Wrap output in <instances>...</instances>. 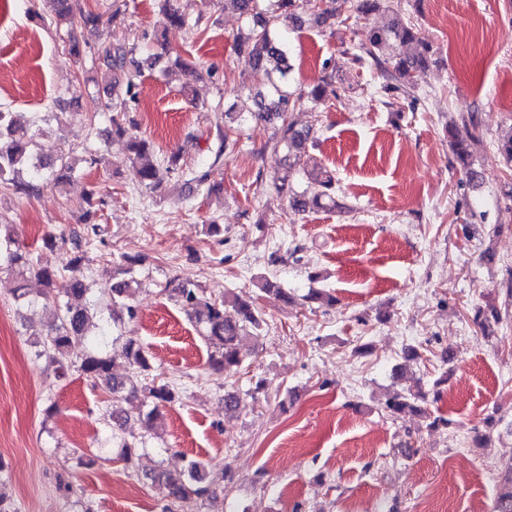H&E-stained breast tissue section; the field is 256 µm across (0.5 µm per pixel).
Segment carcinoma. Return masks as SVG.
Masks as SVG:
<instances>
[{
	"mask_svg": "<svg viewBox=\"0 0 512 512\" xmlns=\"http://www.w3.org/2000/svg\"><path fill=\"white\" fill-rule=\"evenodd\" d=\"M53 14L57 27L71 31L66 43V51L75 63H81L88 42L72 34L79 28H95L103 15L82 5L80 0H43ZM224 8L232 9L244 21L248 33L244 38L236 37V46L246 48L252 64L253 78L258 82L254 95L256 117L273 126L274 136L268 146L272 150L286 152L288 169L303 165L302 156L309 143L313 142L310 128H299L291 119V113L302 95L291 91L287 39L281 34L283 19L292 20L300 28L308 22L300 9L301 0H270L266 8H261L259 0H224ZM163 27H185L191 22L181 13L175 0H163L161 5ZM380 10L394 11L391 0H358L356 12L362 17ZM416 45L413 54L406 47ZM386 48L393 54L384 57ZM361 55L370 58L380 71L383 89L397 91L408 98L414 97L416 73L426 69L432 62V45L419 36L417 27L399 18L365 32V41L360 44ZM131 53L124 41H118L97 51L100 65L109 75L108 88L110 101L106 111L111 113V133L128 137L131 170L137 185L149 192H155L170 178L184 174L181 166L182 154L177 152L159 160L153 159L154 151L149 141L130 132L127 112L138 106L136 94L137 78L141 67L153 68L162 55H148L135 70L127 67V57ZM324 76L307 93L314 101H323L331 96L338 97L335 88V75L329 62L323 64ZM47 131L37 122L23 118L16 112L0 110V195L21 194L35 196L47 187L61 188L74 172L73 157L61 151L54 156H42L35 152L37 139ZM479 135V123L472 114L463 128L448 129L449 145L460 170L469 178L474 177L471 143ZM216 148L214 160H219L229 148L238 144L232 137L231 129L216 126ZM498 154L505 165L512 169V126L501 131L497 142ZM308 183L313 186V197L307 191L297 192L281 178L275 188L288 195L292 209L306 211L326 199L336 203V178L328 171H304ZM106 201L99 196L97 189L88 193L89 209L83 214L81 224L87 235L95 238L100 235L97 222L98 212ZM93 259L85 253H71L62 270L49 269L39 265L33 253L22 249L11 233L0 235V270L15 274L20 281L14 294L15 300L30 304L29 291L25 282L35 278L43 285L40 298L55 305L53 321L41 333V350L37 356L43 357L47 365L59 375H65L70 368L93 380L104 392L123 398L134 409L147 405L142 414L145 428H154L162 417V409L180 400L179 388L154 374L151 356L136 339L128 338L120 348L107 355L103 345L110 335V323L103 308L91 299V288L85 270ZM141 254L122 253L117 259L118 266L127 278L113 284L112 307L126 309L128 318L137 316L135 306L126 303L129 288L134 282V274L143 265ZM176 302L180 304L188 318L203 327L213 352L209 362L213 369L224 370L238 367L245 361L248 352L245 340L259 336L263 318L252 301L227 292L222 298H212L191 282H180L172 287ZM231 305L236 317L231 319L224 313V307ZM125 362L129 374L117 378L112 372L116 361ZM424 398L417 389L396 390L390 393L385 402L387 411L399 414L406 410L418 409V400ZM122 460L135 464L145 448V441L134 435L122 436ZM164 498L174 506L191 501L203 500L209 496L212 482L204 464L192 461L182 471L157 468L146 474ZM494 512H512V461L506 467L499 485Z\"/></svg>",
	"mask_w": 512,
	"mask_h": 512,
	"instance_id": "carcinoma-1",
	"label": "carcinoma"
}]
</instances>
